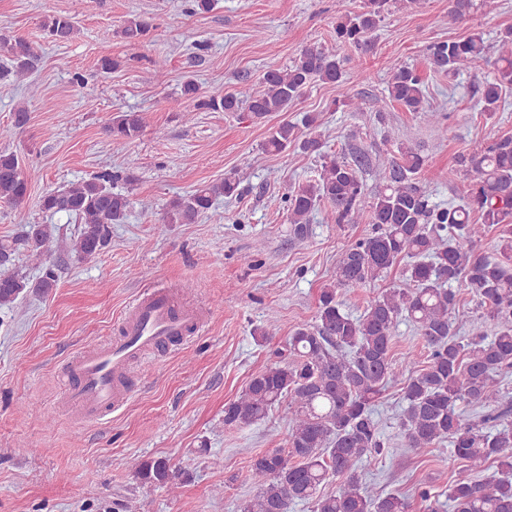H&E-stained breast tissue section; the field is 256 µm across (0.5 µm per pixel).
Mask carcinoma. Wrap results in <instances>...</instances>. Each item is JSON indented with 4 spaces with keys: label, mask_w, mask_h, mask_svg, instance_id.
<instances>
[{
    "label": "carcinoma",
    "mask_w": 512,
    "mask_h": 512,
    "mask_svg": "<svg viewBox=\"0 0 512 512\" xmlns=\"http://www.w3.org/2000/svg\"><path fill=\"white\" fill-rule=\"evenodd\" d=\"M390 0H364L362 11L336 24V39L357 49L368 47L369 35L388 11ZM473 0H450L449 21H462ZM41 27L52 43L72 40L77 28L67 14L45 17ZM153 28L151 18L131 19L120 34L131 45L141 43ZM11 67L0 79H23L39 59L35 47L24 38L0 44ZM483 34L450 39L427 47V64L455 78L486 58ZM494 76L479 87L481 111L499 110L503 89L512 87V28L499 40ZM346 73L336 55L315 45L303 47L293 63L270 68L260 87L247 99L233 93H206L193 79L182 94L196 110L247 111L262 119L288 111L304 89L314 82L342 83ZM388 96L406 111L415 112L430 125L446 115L427 105L423 81L406 65L393 64ZM318 116L306 112L296 124L284 120L274 127L264 148L279 153L293 146L305 154L321 153L315 136H301L299 127L311 130ZM138 112L113 117L105 132L115 140H133L143 131ZM399 155L377 165L379 182L370 205L372 232L358 240L336 264L331 283L318 299L317 323L302 326L288 337V359L254 374L240 396L224 407V427L240 429L268 418L288 401L289 430L286 447L256 454L250 478L256 494L244 501L240 512H288L296 502L312 504V512H411V502L398 493L373 494L360 470L362 460L384 448L375 406L394 378L392 350L401 321L411 322L428 349L426 365H420L414 347L402 353L405 375L401 387L404 408L400 427L405 446L431 448L447 441L454 456L471 471H494L481 480L458 479L449 488L453 512H512V425L489 428L471 423L458 411L460 404L489 407L509 402L497 385V377L512 371V136L474 142L459 155L455 172L468 180L459 204L441 206L432 201L428 181L418 178L424 157L413 146H401ZM369 164L365 153L351 160L332 159L322 166L317 179L284 197L288 222L294 234L306 232L315 206L327 203L334 224L356 222L364 195L360 169ZM132 181L129 170L105 169L92 178L42 196L41 208L53 214L75 217L77 228L69 253L80 260L94 257L109 247L112 225L124 223L131 201L117 190ZM241 194L239 181H223L196 188L173 200L161 218L163 224H191L213 205L214 198ZM28 196L18 157L0 151V205L17 207ZM496 232L497 253L477 252L486 232ZM59 235L53 224H27L11 239L0 240V308L11 307L28 288L47 291L55 284L48 267L35 282L10 269L23 249L40 260L58 249ZM406 288L380 292L358 316L346 311L340 295L385 277L404 259ZM463 283L494 325V334L457 335L452 321L457 294ZM165 459L145 463L141 476L160 484L171 477ZM336 479L325 493L322 486Z\"/></svg>",
    "instance_id": "obj_1"
}]
</instances>
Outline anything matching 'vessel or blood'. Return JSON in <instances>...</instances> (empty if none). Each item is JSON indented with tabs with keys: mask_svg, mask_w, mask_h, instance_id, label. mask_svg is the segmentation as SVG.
<instances>
[{
	"mask_svg": "<svg viewBox=\"0 0 512 512\" xmlns=\"http://www.w3.org/2000/svg\"><path fill=\"white\" fill-rule=\"evenodd\" d=\"M205 324L200 310L178 304L169 290L143 291L122 316L120 336L65 362L62 406L84 423L118 411L131 396V363L162 347L187 341Z\"/></svg>",
	"mask_w": 512,
	"mask_h": 512,
	"instance_id": "1",
	"label": "vessel or blood"
}]
</instances>
